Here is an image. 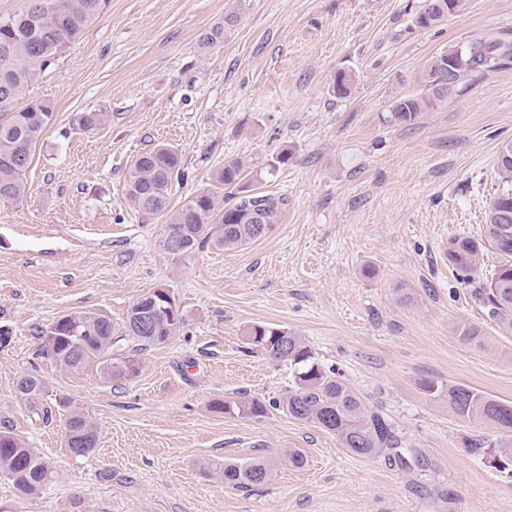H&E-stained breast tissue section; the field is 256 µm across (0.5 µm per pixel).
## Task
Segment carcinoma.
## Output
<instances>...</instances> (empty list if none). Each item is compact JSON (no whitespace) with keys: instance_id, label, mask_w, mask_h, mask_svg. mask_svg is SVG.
I'll return each mask as SVG.
<instances>
[{"instance_id":"cac0c4a2","label":"carcinoma","mask_w":512,"mask_h":512,"mask_svg":"<svg viewBox=\"0 0 512 512\" xmlns=\"http://www.w3.org/2000/svg\"><path fill=\"white\" fill-rule=\"evenodd\" d=\"M43 7L33 14L25 10L0 18V200L23 196L25 174L33 151L52 118L53 107L30 96V91L58 55L74 44L84 30L101 20L107 0H40ZM448 17V0H425L415 18L420 28H430ZM234 23V15L212 27L203 44L224 41V25ZM473 50L452 46L434 55L421 75L426 95H408L391 104V119L403 123L414 120L431 102L441 98L468 74L501 67L512 61V39H479L470 42ZM455 70L448 73V62ZM351 74L339 72L333 81L336 97L350 93ZM104 112H83L79 124L94 131L106 122ZM497 172L502 188L495 194L484 224L483 235H456L448 239L444 255L453 274L471 281L484 256L492 254L497 265L491 278L471 292L500 329L512 335V141L500 147ZM248 170L238 159L227 160L215 171L216 182L224 186V206L217 207L216 195L203 190L170 209L175 184L187 178L179 150L160 144L141 153L126 174V192L136 210L164 219L163 249L172 255H188L212 244L224 250L244 247L265 236L264 227L278 223L287 200L250 189ZM165 298L156 289L143 294L116 323L104 314L72 311L52 325L56 338L43 331L41 346L61 367L79 372L92 362L99 363L105 381L133 372L130 360L120 353V341L130 338L138 350L167 343L183 327L185 318L173 293L165 288ZM250 349L274 361H286L293 368L292 385L279 401L267 405L241 394L234 400H216L215 413L260 418L267 407L281 409L296 420L316 424L336 435L352 456L371 458L386 449L402 447L398 425L361 394L333 367L325 368L306 341L295 331L279 326L253 325L245 336ZM19 394L31 403L44 394L40 378L27 375L17 381ZM448 406L465 421L490 422L512 432V402L502 401L464 385L448 386ZM68 451L89 456L97 448V425L79 408L65 417ZM489 464L512 476V437L485 441ZM0 474L7 477L25 498L39 495L52 482L54 471L24 438L10 429L0 430ZM224 482L249 488L267 482L271 465L260 460L226 461L221 470Z\"/></svg>"}]
</instances>
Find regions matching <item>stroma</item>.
Here are the masks:
<instances>
[{
  "mask_svg": "<svg viewBox=\"0 0 512 512\" xmlns=\"http://www.w3.org/2000/svg\"><path fill=\"white\" fill-rule=\"evenodd\" d=\"M424 0H108L103 18L60 54L32 94L53 107L26 171L0 200V427L21 434L56 478L31 499L0 475V512H512V478L487 462L489 424L458 418L448 388L512 401V335L474 305L486 259L462 283L442 258L448 239L478 234L512 141V63L460 81L411 122L390 105L424 94L428 60L512 31V0H464L420 28ZM235 14L223 44L203 34ZM351 72L335 97L338 71ZM108 113L87 132L79 113ZM187 173L171 204L214 189L225 160L249 166L259 191L288 204L263 238L236 250L165 252L161 220L125 192L131 161L156 144ZM287 164L275 166L281 153ZM173 291L186 322L146 351L121 343L137 370L104 381L40 352V335L74 310L121 322L154 287ZM303 336L400 426L417 461L350 456L334 434L269 409L260 419L212 412L245 393L273 401L289 363L248 352V327ZM475 326L482 344L461 338ZM44 383L38 404L16 391ZM438 385V392L426 389ZM96 423L86 457L64 445L63 402ZM297 450L305 465L284 463ZM274 461L239 488L224 461Z\"/></svg>",
  "mask_w": 512,
  "mask_h": 512,
  "instance_id": "35a3bbf8",
  "label": "stroma"
}]
</instances>
